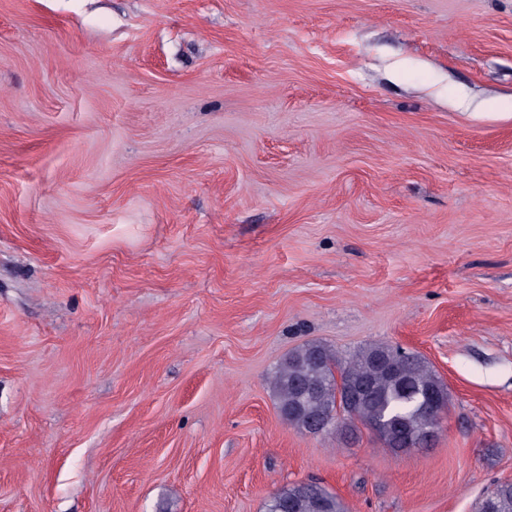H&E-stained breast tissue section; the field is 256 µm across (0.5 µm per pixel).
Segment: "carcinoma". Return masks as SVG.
Here are the masks:
<instances>
[{
  "mask_svg": "<svg viewBox=\"0 0 512 512\" xmlns=\"http://www.w3.org/2000/svg\"><path fill=\"white\" fill-rule=\"evenodd\" d=\"M281 416L307 432L330 420L345 435L356 423L378 424V436L395 454L427 447L440 411L433 397L449 401L448 390L419 355L372 344L340 355L321 343L289 352L270 379ZM266 512H346L336 494L313 480L275 492ZM478 512H512V483L489 489Z\"/></svg>",
  "mask_w": 512,
  "mask_h": 512,
  "instance_id": "cac0c4a2",
  "label": "carcinoma"
}]
</instances>
